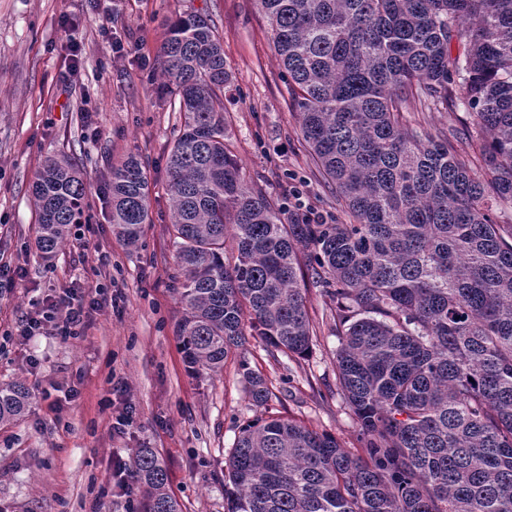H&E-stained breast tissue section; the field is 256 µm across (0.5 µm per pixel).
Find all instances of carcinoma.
I'll list each match as a JSON object with an SVG mask.
<instances>
[{"label": "carcinoma", "instance_id": "obj_1", "mask_svg": "<svg viewBox=\"0 0 512 512\" xmlns=\"http://www.w3.org/2000/svg\"><path fill=\"white\" fill-rule=\"evenodd\" d=\"M317 176L345 224H308L247 181L231 153L232 78L213 20L179 16L160 53L181 114L168 200L183 280L186 362L218 372L248 336L306 356L321 287L336 381L361 453L294 420L244 425L228 460L224 512H512V0H258ZM464 50L451 55L453 43ZM463 108L470 151L407 112ZM86 182L66 158L36 172L37 249L50 258L84 224ZM113 230L136 244L151 223L133 155L112 168ZM256 406L265 379L242 367ZM0 385V422L27 410ZM146 512H182L165 463L133 456Z\"/></svg>", "mask_w": 512, "mask_h": 512}]
</instances>
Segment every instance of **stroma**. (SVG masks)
I'll return each mask as SVG.
<instances>
[{"label": "stroma", "mask_w": 512, "mask_h": 512, "mask_svg": "<svg viewBox=\"0 0 512 512\" xmlns=\"http://www.w3.org/2000/svg\"><path fill=\"white\" fill-rule=\"evenodd\" d=\"M196 12L224 35L229 145L247 180L282 202L298 186L328 223L344 219L312 174L256 0H0V264L23 271L0 287V384L21 380L32 393L24 417L0 424V512H126L112 470L137 448L164 461L182 512H224V461L259 416L292 417L357 448L318 289L308 293L316 336L303 359L271 356L252 336L221 372L197 374L185 362L166 191L182 119L158 75L170 22ZM131 154L146 167L153 216L135 248L112 230L108 188L113 165ZM50 155L85 174L90 221L71 225L46 260L30 186ZM68 286L105 289L117 306L81 336H17L23 313ZM244 363L270 389L264 406L249 399ZM117 381L125 394L113 391ZM128 408L132 424L117 433Z\"/></svg>", "instance_id": "stroma-1"}]
</instances>
